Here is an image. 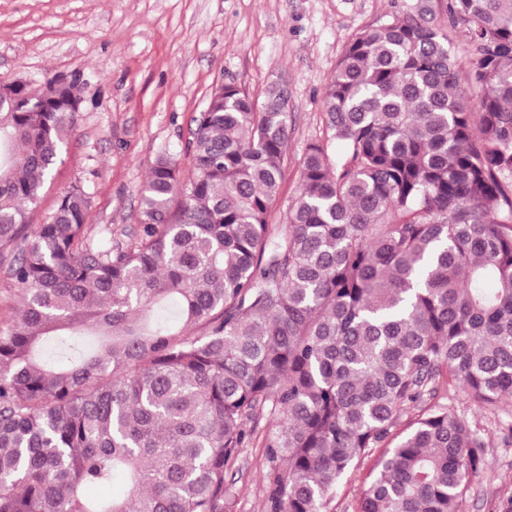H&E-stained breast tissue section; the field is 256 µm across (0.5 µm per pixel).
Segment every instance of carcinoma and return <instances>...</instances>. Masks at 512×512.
<instances>
[{"mask_svg": "<svg viewBox=\"0 0 512 512\" xmlns=\"http://www.w3.org/2000/svg\"><path fill=\"white\" fill-rule=\"evenodd\" d=\"M355 36L324 99L345 154L310 143L284 229L288 89L216 86L184 175L164 153L140 235H88L73 185L28 211L81 102L20 81L0 103V512H234L230 472L267 418L265 512H330L380 449L357 512H461L480 430L438 385L512 399V0H437ZM470 49L467 86L448 27ZM473 97V110L465 99ZM122 477L121 495L89 498ZM11 256L5 254L0 261V325L13 322L18 306L17 290L7 276Z\"/></svg>", "mask_w": 512, "mask_h": 512, "instance_id": "carcinoma-1", "label": "carcinoma"}]
</instances>
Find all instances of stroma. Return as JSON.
Segmentation results:
<instances>
[{"label":"stroma","instance_id":"stroma-1","mask_svg":"<svg viewBox=\"0 0 512 512\" xmlns=\"http://www.w3.org/2000/svg\"><path fill=\"white\" fill-rule=\"evenodd\" d=\"M420 0H0V80L40 91L59 76L76 81L77 126L63 147L32 225L53 212L74 184L91 197V234L113 246L140 234L139 195L155 157H180L193 119L212 89L232 83L262 98L288 89V144L279 202L269 221L281 224L298 189L307 145L345 148L327 128L326 88L347 42L393 17L415 13ZM436 400L479 425L486 465L471 479L463 512H496L512 495V441L499 422L512 420V400L496 412L439 388ZM236 512H262L267 464L262 440L243 450L235 468Z\"/></svg>","mask_w":512,"mask_h":512}]
</instances>
